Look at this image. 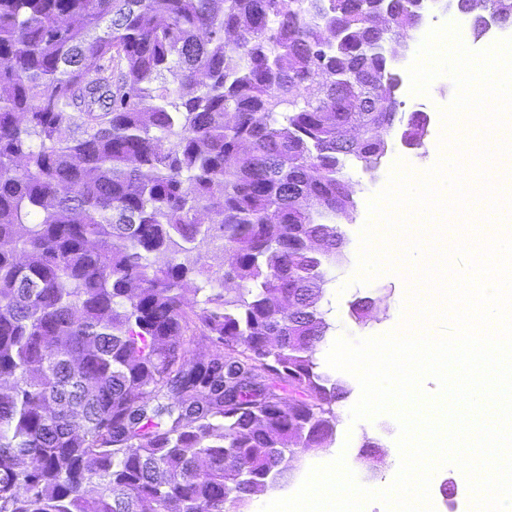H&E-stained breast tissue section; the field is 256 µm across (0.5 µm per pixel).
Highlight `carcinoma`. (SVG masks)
<instances>
[{
  "label": "carcinoma",
  "instance_id": "cac0c4a2",
  "mask_svg": "<svg viewBox=\"0 0 512 512\" xmlns=\"http://www.w3.org/2000/svg\"><path fill=\"white\" fill-rule=\"evenodd\" d=\"M411 2L0 0V512H246L331 447L319 302Z\"/></svg>",
  "mask_w": 512,
  "mask_h": 512
}]
</instances>
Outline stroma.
I'll return each mask as SVG.
<instances>
[{"mask_svg": "<svg viewBox=\"0 0 512 512\" xmlns=\"http://www.w3.org/2000/svg\"><path fill=\"white\" fill-rule=\"evenodd\" d=\"M452 81L442 77L431 83L427 101L433 102L429 110L428 134L422 147L407 149L399 137L388 138V150L382 158L376 172H368L361 166H352L348 175L357 209L353 220H338L336 227L343 238L342 256L333 270V279L325 286L321 307L326 313L330 325L324 342L320 345L317 358L325 360L328 351L340 336L363 339L385 334L396 328L399 315L404 307L407 291L405 277L400 273L386 272L370 283L355 281L354 274L358 263L360 232L368 219V202L387 183L396 159H403L412 170L424 171L435 165L442 156L439 138L443 129L440 110L448 106L453 99L450 91ZM370 301L371 306L366 317H358V301ZM332 377L345 381L350 389L347 397L337 407L335 441L331 448L324 451H302L296 456L286 457L289 480L286 485L270 489L254 496L249 512H260L265 504L280 498L292 496L300 487L309 470L344 456L347 463H354L364 442L375 443L378 457L377 471L370 474L365 470H356L359 483L369 489L380 490L393 481L400 462L397 446L399 426L388 415L373 419L352 421L350 410L358 401L361 389L358 381L349 373L332 370ZM434 512H449L448 504L462 500L468 493L467 480L463 472L453 465L439 469L430 485Z\"/></svg>", "mask_w": 512, "mask_h": 512, "instance_id": "stroma-1", "label": "stroma"}]
</instances>
